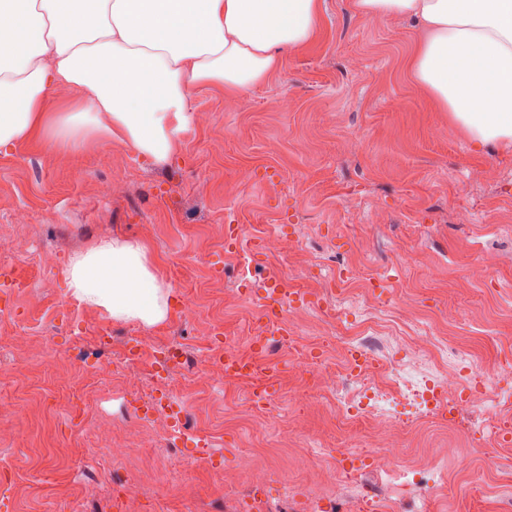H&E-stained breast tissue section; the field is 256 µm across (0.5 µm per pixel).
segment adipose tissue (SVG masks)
<instances>
[{
  "label": "adipose tissue",
  "instance_id": "ef3b65f1",
  "mask_svg": "<svg viewBox=\"0 0 512 512\" xmlns=\"http://www.w3.org/2000/svg\"><path fill=\"white\" fill-rule=\"evenodd\" d=\"M419 26L412 78L479 145L512 148V0H356ZM318 0H0V151L52 136L80 140L77 116L154 164L176 155L194 86L242 94L282 52L310 40ZM77 93L50 114L53 89ZM68 297L115 320L154 325L167 284L141 241L111 237L72 256Z\"/></svg>",
  "mask_w": 512,
  "mask_h": 512
}]
</instances>
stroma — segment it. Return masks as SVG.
<instances>
[{
    "label": "stroma",
    "mask_w": 512,
    "mask_h": 512,
    "mask_svg": "<svg viewBox=\"0 0 512 512\" xmlns=\"http://www.w3.org/2000/svg\"><path fill=\"white\" fill-rule=\"evenodd\" d=\"M417 44L414 23L365 15L354 0H319V24L305 45L282 55L262 83L241 95L205 84L193 111L210 120L192 125L168 164L155 166L119 139L100 136L76 146L20 141L0 154V359L24 364L23 381L0 384L17 397V439L0 451V498L22 512H120L112 469L151 470L134 483L144 512H238L251 498L250 472L265 463L272 483L263 512H291L317 493V463L306 451L325 444L374 445L372 421L344 423L297 371L287 349L276 350L267 381L276 385L272 421L262 427L247 410L251 385L228 379L206 389L189 365L206 347V325L236 339L241 356L259 317L268 278L304 294L324 292L336 271L348 291L337 304L362 309L376 324L367 343L380 355L397 351L398 327L431 322L460 358L494 366L512 336V150L475 147L410 77ZM83 179H76V172ZM224 222L243 227L238 252L207 234ZM155 234L143 231L144 225ZM130 237L148 248L170 286L169 313L147 326L112 320L71 302L63 270L75 253L103 237ZM285 237L287 255L263 249ZM55 257L53 267L39 252ZM486 263L484 279L468 273ZM28 328L33 343L7 341ZM122 359L131 338L143 348L134 371L141 395L174 388L187 399L193 431L165 452L130 444L133 397L121 382L103 387L77 420L72 393L91 371L65 361L74 341L93 345L100 331ZM180 345L169 378H154V353ZM475 419L449 430L421 422L396 431L401 461L462 449L444 460L446 486L399 490L390 512H500L501 470L486 469L470 447ZM112 418L119 455L94 451L90 425ZM207 449V463L197 462ZM238 468L225 486V465Z\"/></svg>",
    "instance_id": "35a3bbf8"
}]
</instances>
